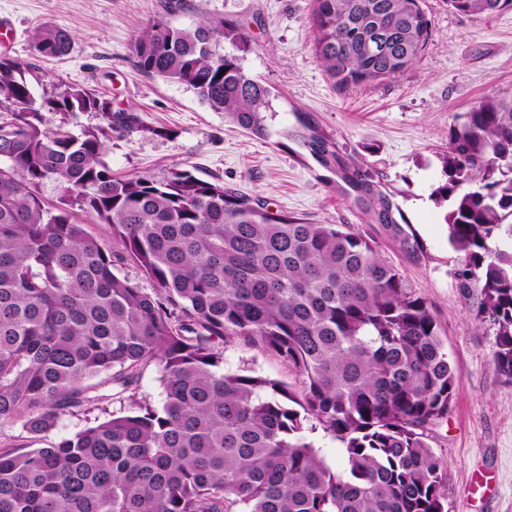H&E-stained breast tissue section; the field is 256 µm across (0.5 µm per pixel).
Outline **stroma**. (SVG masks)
<instances>
[{
    "label": "stroma",
    "instance_id": "stroma-1",
    "mask_svg": "<svg viewBox=\"0 0 512 512\" xmlns=\"http://www.w3.org/2000/svg\"><path fill=\"white\" fill-rule=\"evenodd\" d=\"M0 0L13 31L0 35V55L32 66L37 92L64 79L96 90L113 108L139 113L147 132L113 136L105 160L120 176L163 178L176 168L240 189L272 209L315 224H347L371 239L379 258L394 266L435 314L457 371L451 409L429 432V444L448 475L447 512H512V382L493 364V325L475 318L474 296L458 286L457 253L448 243L445 208L429 198L443 179L440 157L455 114L480 101L512 95V10L465 15L447 0H425L432 39L403 75L343 89L330 80L312 51V0ZM242 24L254 49L251 75L271 86L277 116L262 140L230 124L184 86L138 71L134 36L163 19L178 27L201 18ZM67 28L69 55L31 53L33 29ZM314 118L347 154L364 161L396 194L419 245L407 251L381 225L368 224L322 168L296 141L279 146L297 113ZM162 136L150 135V128ZM224 368L249 371L290 385L296 375L279 359L240 342L224 347Z\"/></svg>",
    "mask_w": 512,
    "mask_h": 512
}]
</instances>
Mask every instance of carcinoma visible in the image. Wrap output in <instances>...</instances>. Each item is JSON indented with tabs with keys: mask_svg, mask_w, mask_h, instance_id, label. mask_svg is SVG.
<instances>
[{
	"mask_svg": "<svg viewBox=\"0 0 512 512\" xmlns=\"http://www.w3.org/2000/svg\"><path fill=\"white\" fill-rule=\"evenodd\" d=\"M448 6L492 15L512 0ZM311 25L314 55L344 89L404 73L432 37L422 0H313ZM72 43L57 25L31 34L42 58ZM252 49L222 18L157 20L132 46L140 72L265 138L274 94L245 69ZM27 74L0 55V427L20 430L0 448V512H445L448 476L427 430L448 415L456 370L436 316L370 241L188 169L116 176L103 160L112 133L163 131L79 84L39 96ZM74 112L104 124L46 127V114ZM297 121L282 136L336 175L366 223L415 249L394 193L314 119ZM443 174L431 198L448 205L459 287L477 289L493 363L512 378V95L455 115ZM48 181L62 190L53 203L40 194ZM238 340L288 365L301 389L224 371L223 344ZM150 366L159 407L133 395ZM108 398L130 407L29 445ZM319 426L342 444L334 467L309 440Z\"/></svg>",
	"mask_w": 512,
	"mask_h": 512,
	"instance_id": "cac0c4a2",
	"label": "carcinoma"
}]
</instances>
